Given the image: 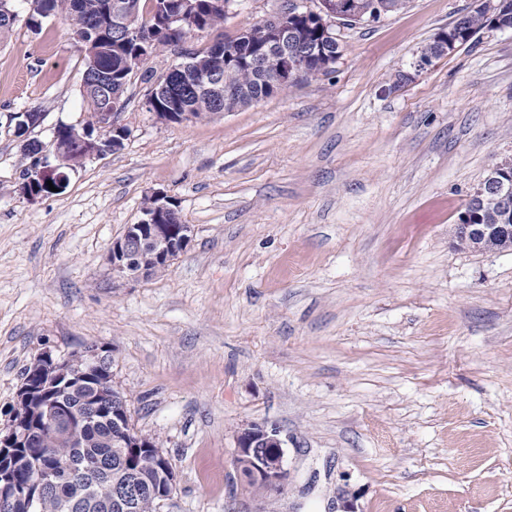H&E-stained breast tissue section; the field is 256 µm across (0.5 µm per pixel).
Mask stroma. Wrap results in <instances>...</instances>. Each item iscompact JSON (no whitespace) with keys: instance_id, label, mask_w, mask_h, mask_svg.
Segmentation results:
<instances>
[{"instance_id":"35a3bbf8","label":"stroma","mask_w":512,"mask_h":512,"mask_svg":"<svg viewBox=\"0 0 512 512\" xmlns=\"http://www.w3.org/2000/svg\"><path fill=\"white\" fill-rule=\"evenodd\" d=\"M474 0H410L338 26L333 72L202 121L159 120L133 74L121 150L28 198L10 117L51 147L83 126V54L13 0L0 43V429L42 351L106 350L176 489L159 512H257L232 465L278 428L277 512H512V251L457 248L489 168L512 157V28L412 64ZM236 0L202 51L277 13ZM409 81L396 85L398 73ZM160 192L192 226L168 274L119 284L108 253Z\"/></svg>"}]
</instances>
